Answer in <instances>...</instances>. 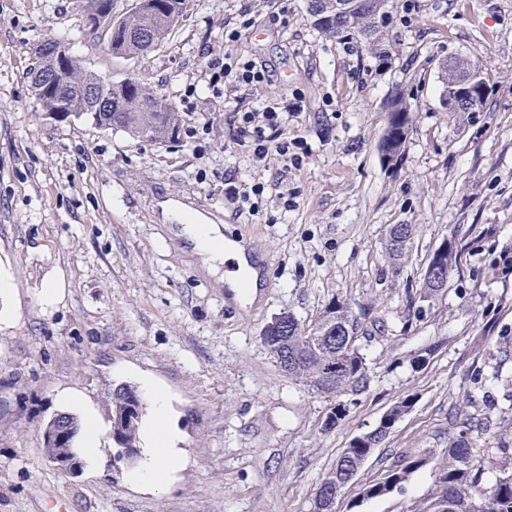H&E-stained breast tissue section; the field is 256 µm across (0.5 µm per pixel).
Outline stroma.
Here are the masks:
<instances>
[{"mask_svg": "<svg viewBox=\"0 0 512 512\" xmlns=\"http://www.w3.org/2000/svg\"><path fill=\"white\" fill-rule=\"evenodd\" d=\"M253 23L224 41L242 6ZM387 58L325 39L306 0H188L166 41L117 57L82 36L79 0H0V271L11 284L0 323V512H309L322 475L351 440L404 398L413 405L339 499L338 512H413L434 486L450 442L469 433L490 485L512 473V0H392ZM69 47L89 72L146 81L181 115L176 139L138 140L43 112L27 76L38 45ZM231 56L267 82L209 83ZM479 62L489 94L478 112L440 105L438 60ZM402 96L411 124L401 159L385 162L388 105ZM300 101L285 130L299 163L254 159L235 115ZM260 183L246 207L225 175ZM247 231L268 288L249 306L226 293L162 209ZM413 227L398 260L385 242ZM451 242L446 288L419 295L432 253ZM62 292L46 302L43 288ZM361 314L366 389L341 397L280 373L262 342L282 313L311 325L334 300ZM426 362H418V355ZM150 379L169 395L183 454L170 482L148 491L111 465L104 436L94 466L60 474L43 432L61 393L111 427L106 396ZM344 420L327 421L337 404ZM422 457L392 493L363 484Z\"/></svg>", "mask_w": 512, "mask_h": 512, "instance_id": "obj_1", "label": "stroma"}]
</instances>
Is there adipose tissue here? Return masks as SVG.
Instances as JSON below:
<instances>
[{
    "label": "adipose tissue",
    "mask_w": 512,
    "mask_h": 512,
    "mask_svg": "<svg viewBox=\"0 0 512 512\" xmlns=\"http://www.w3.org/2000/svg\"><path fill=\"white\" fill-rule=\"evenodd\" d=\"M181 234L192 244L194 251L206 257L211 268L216 269L223 264L224 237L217 225L186 224ZM143 387L149 401V415L141 427L145 448L131 479L147 488L157 489L166 484L173 464L179 459L178 434L169 424L167 394L148 379L144 380Z\"/></svg>",
    "instance_id": "obj_1"
}]
</instances>
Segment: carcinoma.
<instances>
[{
  "instance_id": "cac0c4a2",
  "label": "carcinoma",
  "mask_w": 512,
  "mask_h": 512,
  "mask_svg": "<svg viewBox=\"0 0 512 512\" xmlns=\"http://www.w3.org/2000/svg\"><path fill=\"white\" fill-rule=\"evenodd\" d=\"M188 0H144L140 8L115 16L117 30L99 35L84 28L83 37L94 45L107 44L112 55L134 57L144 55L156 48L179 21ZM393 22L391 12L384 13L375 30L373 45L385 46L386 33ZM323 36L333 41L355 40L361 37L343 24ZM47 59L37 55V62L30 69L31 88L38 100L51 98L54 92L42 80L43 66ZM60 79L69 86L67 97L59 103V111L53 115L57 121L87 119L98 127L121 129L133 137L145 141L163 142L178 135L179 116L174 105L166 98L157 97L144 82L128 79L112 84L109 95L112 104L106 112L93 110L91 90L102 83L103 78L82 69L78 61L65 52L57 59ZM299 322H290L288 328V376L300 379L318 391L324 390L323 379L328 364L339 359L348 362V369L335 379L337 394L347 391L362 392L367 383V368L364 357L355 349L348 356L340 354L338 337L347 331H361V317L352 313L347 303L334 300L309 328L299 332ZM339 330V336L332 335ZM135 391L131 386L121 385L112 390V430L125 435L133 444H138L139 421L126 422L121 413L128 394ZM370 449L351 447L342 453L336 463L322 476L312 499L311 512H334L336 497L357 476L365 456ZM481 464L476 459L468 436L461 434L448 448V457L437 467L435 489L421 512H512V474L498 479L494 484L481 486Z\"/></svg>"
}]
</instances>
